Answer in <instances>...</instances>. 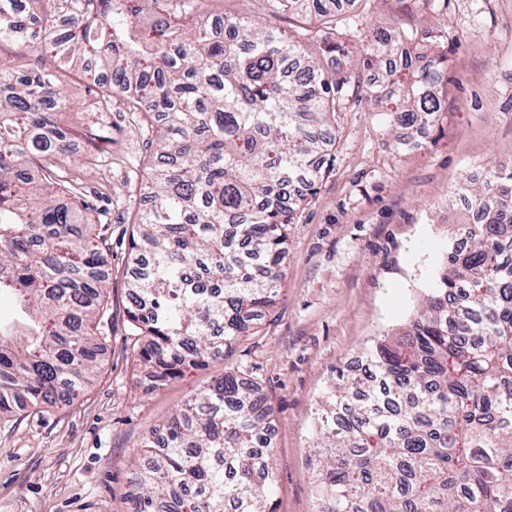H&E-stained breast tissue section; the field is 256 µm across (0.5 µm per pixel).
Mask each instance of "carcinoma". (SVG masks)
Instances as JSON below:
<instances>
[{"label":"carcinoma","instance_id":"obj_1","mask_svg":"<svg viewBox=\"0 0 512 512\" xmlns=\"http://www.w3.org/2000/svg\"><path fill=\"white\" fill-rule=\"evenodd\" d=\"M0 0V43L30 45L0 59V290L18 317L0 322V415L34 412L92 385L106 337L112 269L106 239L83 233L85 208L59 179L67 131L52 115L63 76L45 53L82 66L101 105L156 125L157 157L133 220L129 259L143 266L127 308L136 365L161 388L179 371L224 357L254 334L288 255V228L322 179L326 132L348 77L323 71L302 44L247 21L217 25L205 0ZM317 27L328 0H271ZM369 68L400 69L370 90L400 106L381 123L404 150L445 109L430 86L448 56L418 65L409 43L365 38ZM479 220L457 222L436 286L396 336L364 349L362 377L337 369L318 402L315 512H512V161L471 188ZM246 242L254 250L242 249ZM271 407L226 372L152 429L132 463L129 512H275Z\"/></svg>","mask_w":512,"mask_h":512}]
</instances>
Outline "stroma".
Here are the masks:
<instances>
[{
    "instance_id": "35a3bbf8",
    "label": "stroma",
    "mask_w": 512,
    "mask_h": 512,
    "mask_svg": "<svg viewBox=\"0 0 512 512\" xmlns=\"http://www.w3.org/2000/svg\"><path fill=\"white\" fill-rule=\"evenodd\" d=\"M341 9L343 53H322L320 37L307 42L328 74L361 67L357 43L366 34L428 33L448 55V80L435 88L448 108L399 154L366 90L346 84L327 173L289 228L281 285L258 317L257 334L244 337L230 358L185 371L156 391L133 363L137 339L126 312L131 228L156 129L128 111L119 93L111 111L101 112L97 89L77 68L67 70L70 106L61 119L72 130L73 153L62 176L111 247L108 312L98 325L107 344L80 397L0 424V512H128L130 461L142 438L233 370L273 410L276 512H314L318 396L335 368L413 318L453 242L454 217L468 211L457 191L462 176L512 160V0H343ZM206 11L287 38L305 31L269 0H207ZM96 111L109 137L100 147L84 134Z\"/></svg>"
}]
</instances>
